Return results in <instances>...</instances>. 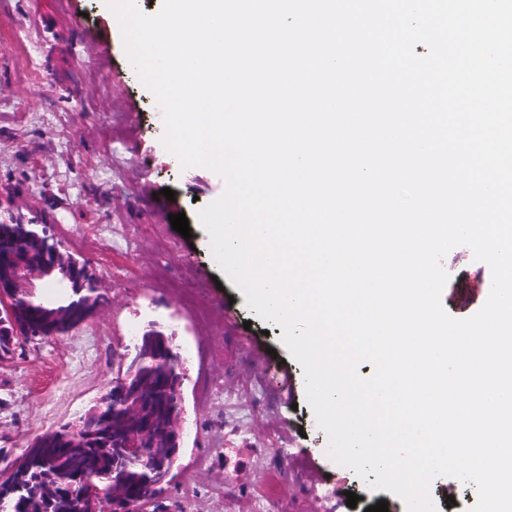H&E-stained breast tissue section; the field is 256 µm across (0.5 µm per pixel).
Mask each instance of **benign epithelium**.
Here are the masks:
<instances>
[{"label": "benign epithelium", "mask_w": 512, "mask_h": 512, "mask_svg": "<svg viewBox=\"0 0 512 512\" xmlns=\"http://www.w3.org/2000/svg\"><path fill=\"white\" fill-rule=\"evenodd\" d=\"M20 226L25 230L27 257L5 248L0 242V326L8 324L10 335L29 336L34 340L51 341L60 337L59 329L71 332L89 321L99 304L89 299L79 310L54 309L44 312L42 326L29 325L22 317L24 302L34 294L37 283H49L67 292L72 288L97 287L87 265L64 249L61 241L51 233L46 224H40L23 214L0 218V229ZM171 357H176L171 347V337L160 330L149 328L136 339L133 351L124 355L114 371L112 397L128 400L122 413L117 432L112 436V447L119 450L118 464L150 461L158 475L159 484L168 481L181 448L182 433L178 422V404L182 386V373L176 366L172 373L173 407L167 412L168 426L162 433L155 432L156 409L145 408L136 396L148 391V386L136 379V369L143 356L142 342ZM144 500L141 494L129 493L119 482L106 491L90 488L83 499L80 512H140Z\"/></svg>", "instance_id": "obj_1"}]
</instances>
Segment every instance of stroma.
<instances>
[{"label":"stroma","instance_id":"1","mask_svg":"<svg viewBox=\"0 0 512 512\" xmlns=\"http://www.w3.org/2000/svg\"><path fill=\"white\" fill-rule=\"evenodd\" d=\"M99 42L110 47L102 64L87 52ZM116 98L135 106L134 122L113 111ZM153 105L103 0H73L69 11L61 0H0V206L50 225L103 297L80 329L18 340L0 360V471L92 406L134 337L154 325L171 336L182 368L183 446L151 512H332L340 477L359 497L352 512L377 499L406 512L328 458L282 328L247 306L197 218L225 182L182 168L161 142ZM181 212L188 240L169 221ZM285 370L291 397L276 388Z\"/></svg>","mask_w":512,"mask_h":512}]
</instances>
